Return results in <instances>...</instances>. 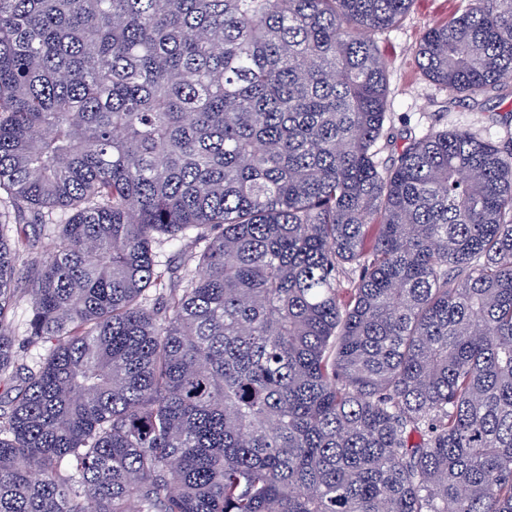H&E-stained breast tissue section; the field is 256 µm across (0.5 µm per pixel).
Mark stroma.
I'll return each instance as SVG.
<instances>
[{
    "label": "stroma",
    "instance_id": "1",
    "mask_svg": "<svg viewBox=\"0 0 512 512\" xmlns=\"http://www.w3.org/2000/svg\"><path fill=\"white\" fill-rule=\"evenodd\" d=\"M462 0H414L407 15L396 26L374 32L380 52L389 64L388 121L379 141L380 160L401 148L406 137L430 129L469 127L484 139H512V94L487 98L481 108L454 103L447 89L422 71L417 47L425 32L447 20Z\"/></svg>",
    "mask_w": 512,
    "mask_h": 512
}]
</instances>
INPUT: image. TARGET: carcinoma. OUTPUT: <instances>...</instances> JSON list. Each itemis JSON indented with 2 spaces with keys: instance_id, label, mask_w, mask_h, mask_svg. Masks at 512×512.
<instances>
[{
  "instance_id": "obj_1",
  "label": "carcinoma",
  "mask_w": 512,
  "mask_h": 512,
  "mask_svg": "<svg viewBox=\"0 0 512 512\" xmlns=\"http://www.w3.org/2000/svg\"><path fill=\"white\" fill-rule=\"evenodd\" d=\"M412 2L0 0V512H512V148L381 164ZM418 55L512 89V0ZM179 246L165 245L157 250L158 260L161 264H167L170 262L171 266H177L178 271L182 276L190 277L193 273V265L184 260L179 254ZM27 306L23 298H19L13 312L15 338H16V354L18 364L29 368H36L40 362L43 351L28 342L26 336V319Z\"/></svg>"
}]
</instances>
